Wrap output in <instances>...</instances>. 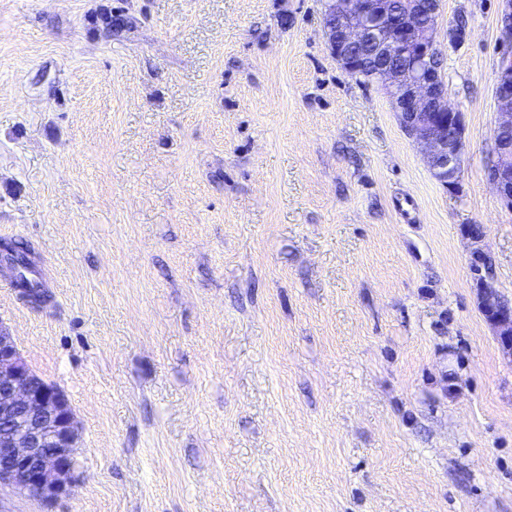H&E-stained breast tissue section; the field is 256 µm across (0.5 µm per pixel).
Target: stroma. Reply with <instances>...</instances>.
I'll use <instances>...</instances> for the list:
<instances>
[{
    "label": "stroma",
    "mask_w": 512,
    "mask_h": 512,
    "mask_svg": "<svg viewBox=\"0 0 512 512\" xmlns=\"http://www.w3.org/2000/svg\"><path fill=\"white\" fill-rule=\"evenodd\" d=\"M321 13L0 0V242L47 292L1 268L0 322L79 423L72 495L5 486L0 512H512V356L464 234L512 300L499 0H441L458 194ZM495 102L498 121L494 131L495 160L499 164L497 175L489 180L495 171L493 161L486 167L487 178L504 207L512 210V58H504L495 79ZM11 252L3 254L1 252L0 258L2 261H9L15 264L18 268V278L15 282L16 288H23L25 293L22 296L32 303H41L46 298V292L43 290L42 284L34 277H30L34 273L32 264L30 262V254L32 253L31 246L24 240H14L10 244ZM471 264L477 276L478 304L482 313H487L486 322L493 328L505 353L512 354V305L504 306L501 294L486 281L482 274L481 259L487 256L476 247L471 254Z\"/></svg>",
    "instance_id": "35a3bbf8"
}]
</instances>
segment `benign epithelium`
I'll return each mask as SVG.
<instances>
[{"mask_svg":"<svg viewBox=\"0 0 512 512\" xmlns=\"http://www.w3.org/2000/svg\"><path fill=\"white\" fill-rule=\"evenodd\" d=\"M419 4L404 19L392 17L389 0H323V27L328 47L341 68L355 72L347 50L378 35L390 49H401L411 61V78L383 64L372 80L381 85L401 113L406 134L420 149L433 177L448 191L462 188L467 143L463 113L448 100L439 67L443 59L436 40L439 0ZM499 42L512 49V0H501ZM498 121L494 131L497 175L490 180L504 207L512 210V58L506 57L495 79ZM478 304L487 314L504 352L512 354V305L486 281L482 259L471 254ZM0 485L36 493L46 503L69 494L78 466V427L64 393L39 379L22 358L13 337L0 324Z\"/></svg>","mask_w":512,"mask_h":512,"instance_id":"obj_1","label":"benign epithelium"}]
</instances>
